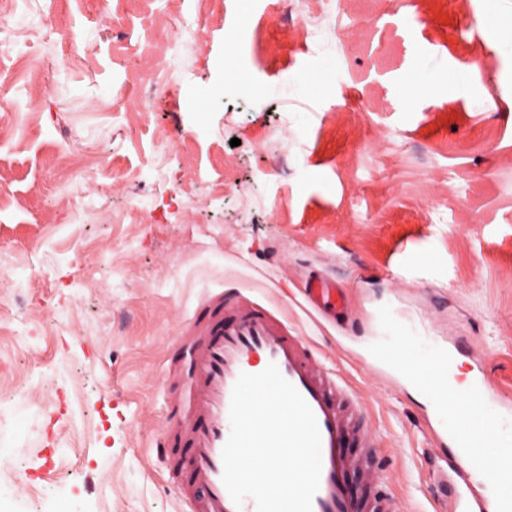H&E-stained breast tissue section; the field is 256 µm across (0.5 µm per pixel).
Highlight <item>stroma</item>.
<instances>
[{"mask_svg": "<svg viewBox=\"0 0 512 512\" xmlns=\"http://www.w3.org/2000/svg\"><path fill=\"white\" fill-rule=\"evenodd\" d=\"M15 3L7 36L36 68L0 110V512H190L159 436L187 389L181 329L220 289L286 318L358 401L356 497L377 470L397 512H435L451 450L430 402L368 351L412 328L512 408V41L496 38L512 0H480L477 43L452 25L466 0H346L362 24L343 51L335 17L308 35L259 0H221L202 47L173 61L177 96L120 94L140 22L113 29L94 0ZM477 55L473 82L459 68ZM348 86L370 111L341 107ZM148 97L151 123L129 125ZM112 169L127 180L101 187ZM314 276L345 289L339 313L306 310Z\"/></svg>", "mask_w": 512, "mask_h": 512, "instance_id": "obj_1", "label": "stroma"}]
</instances>
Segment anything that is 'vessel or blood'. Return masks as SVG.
<instances>
[{"label":"vessel or blood","instance_id":"vessel-or-blood-1","mask_svg":"<svg viewBox=\"0 0 512 512\" xmlns=\"http://www.w3.org/2000/svg\"><path fill=\"white\" fill-rule=\"evenodd\" d=\"M305 301L319 311L342 298V288L321 279L307 283ZM191 355L192 398L175 401L176 427L164 430L161 446L176 465L175 487L191 512H257L253 499L235 504L224 482L222 451L230 432L233 387L256 365H276L281 375L312 409L321 436L322 469L312 512H391L381 488H374L370 507L351 495L349 473L354 461L344 452L350 419L336 402V375L320 363L314 349L296 330L267 307L229 292L205 297L197 306L183 336ZM453 355L433 347L425 361L400 364L399 371L433 400L435 438H447L453 448L452 470L465 477L473 472L492 476V490L483 496L465 491L462 512H512V418L496 406L482 385H474V402L455 411L448 399V373ZM496 449L494 460L481 451Z\"/></svg>","mask_w":512,"mask_h":512}]
</instances>
